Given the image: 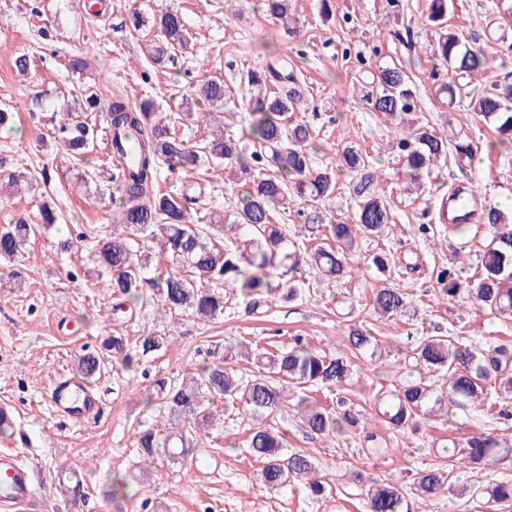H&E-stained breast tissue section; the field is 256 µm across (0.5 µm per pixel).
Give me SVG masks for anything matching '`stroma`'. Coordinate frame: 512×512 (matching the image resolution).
<instances>
[{
    "mask_svg": "<svg viewBox=\"0 0 512 512\" xmlns=\"http://www.w3.org/2000/svg\"><path fill=\"white\" fill-rule=\"evenodd\" d=\"M329 15H322V4ZM429 0H292L301 30L293 40L262 12L261 0H0V109L14 114L13 131L0 133V157L9 170L38 177L36 189L13 195L0 191V226L17 217L38 220V208L50 204L58 224L41 227L17 263L20 281L0 280V408L14 418L12 433L0 436V450L14 453L34 469L35 497L28 512H366L363 496L349 479L354 472L406 486L417 471L443 465L440 450L448 440L475 431L512 437V399L490 396L487 405L455 411L450 421L420 423L418 428L392 431L375 418L374 398L383 388L403 383L406 374L396 363L408 357L425 336H460L485 347L512 345V321L495 319L472 305L439 299L436 273L451 266L455 253L464 263L458 274L474 284L478 255L489 243V228L437 223L442 196L457 184L477 188L483 203L512 202V146L491 148L493 124L467 111L449 108L437 98L439 73L428 51L435 31L427 21ZM139 10L145 25L131 32L125 20ZM179 12L190 32L191 46L175 60L155 63L146 45H161L154 25L160 11ZM449 22L489 45L507 61L490 71L496 79L512 72V0H455ZM362 53L373 66L402 63L412 68L415 108L409 117L428 125L448 142L470 140L479 148L473 162L445 155L423 174L418 190L405 189L403 166L388 152L395 139L394 123L372 112L358 88L369 81L367 71L344 48ZM27 55L30 68L18 73L14 61ZM299 66L304 79L300 107L292 118L309 125L316 148L313 165H334L342 148L366 154L386 183L391 222L380 236L360 239L356 269L343 280L319 278L312 268L302 275L303 294L281 303L263 316L249 314L240 295L227 290L224 316L203 321L156 306L133 305L113 314L114 299L85 261V247L107 230L117 204L115 169L106 142L101 112L113 97L130 105L153 99L189 145L211 139L213 131L195 112L180 117L178 105L208 79L223 81L224 109L236 113L225 133L237 136L247 123L239 106L249 92L246 74L276 60ZM90 87L100 97L94 112L97 136L87 161L75 160L58 141L56 128L64 108ZM193 182L204 186L200 208L232 216L236 193L230 184L211 178L208 163L173 177L161 172L162 187ZM428 225L419 233L418 225ZM80 234L82 250L60 253V236ZM392 252L391 280L411 301L405 313L387 319L372 308L379 275L373 255ZM359 324L376 337L382 355L370 359L351 355L353 375L346 384L302 389V396L325 406L345 401L370 415L371 425L387 439L384 454L364 453L354 435L313 438L302 429L295 410L271 419L284 430L292 448L310 451L317 460L327 495L314 499L301 484L270 492L253 484L256 462L246 447L257 423L234 413L224 414L210 429L199 454L211 464L208 476L189 466L158 460L148 482L131 479L138 462L136 432L162 426L159 407L146 402L145 382L160 377L181 380L200 365L210 348L234 338L259 349L285 348L295 338L330 353L346 352L349 327ZM168 337L167 348L144 358L137 371L119 361L106 364L94 382L102 407L90 419L71 420L50 406L47 392L61 373L75 371L83 354L98 349L106 336ZM78 471L87 490L74 500L57 486L61 470ZM128 477L127 493L112 496V480ZM512 479V464L453 470L447 496L427 503L428 512H490L485 501L462 493V486Z\"/></svg>",
    "mask_w": 512,
    "mask_h": 512,
    "instance_id": "stroma-1",
    "label": "stroma"
}]
</instances>
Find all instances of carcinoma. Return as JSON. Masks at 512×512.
<instances>
[{
  "label": "carcinoma",
  "mask_w": 512,
  "mask_h": 512,
  "mask_svg": "<svg viewBox=\"0 0 512 512\" xmlns=\"http://www.w3.org/2000/svg\"><path fill=\"white\" fill-rule=\"evenodd\" d=\"M290 0H264L265 11L277 19L284 33L293 37L297 21L289 12ZM453 0H429L428 21L439 30L433 57L446 74L435 94L448 97L453 105L466 98L469 107L486 121L495 123L497 144H512V82L480 81L493 67L496 56L475 39L448 26ZM169 48L183 50L189 41L182 16L173 10L160 12L156 19ZM295 71L288 66L268 65L264 74L252 72L248 85L255 88L245 102L249 122L239 137L219 134L209 142L191 148L163 119H156L153 101L144 100L133 107L121 98L113 99L105 113L107 126L114 132L113 145L122 149L123 141L135 132L142 136L138 162L121 172L116 190L123 200L117 224L112 232L98 237L89 248V260L106 274L112 296L145 305L161 301L168 312H184L194 318L214 320L224 315V292L234 288L251 311H266L278 301H290L302 293L296 278L303 265L316 268L329 279H341L351 273L357 239L380 235L390 221L384 195L373 192L378 171L370 170L362 152L346 148L339 155L337 168H316L315 152L307 125L293 123L300 95ZM375 90L365 94L374 111L388 121L402 118L415 107L412 79L403 66L380 67L373 73ZM193 102L205 107H224V83L209 80L196 91ZM65 146L84 159L93 131L84 121L67 118L58 127ZM405 175L416 181L448 153V142L427 126H414L396 144ZM215 161L213 169L224 171L229 162L228 181L240 188L237 195L235 223L221 224L208 213L193 208L198 193L186 186L176 194L156 189L161 168L176 175L197 166L202 158ZM351 171L355 179L349 192L356 199L352 222L326 223L320 205L336 192V169ZM311 202V210L298 212L307 236L332 239V243L302 253L288 244L284 225L273 222L274 211L291 199ZM480 223L492 229V236L481 256L477 282L467 288V299L479 310H488L512 318V219L497 207H486L478 214ZM34 225L24 219L0 228V261L13 263L23 251ZM159 241L177 271L161 275L151 265L148 243ZM440 292L448 298L461 294L462 284L451 270L437 274ZM409 305L408 294L401 288L383 286L375 289L373 311L380 318L401 314ZM165 337L148 333L139 338L134 351L125 349V339L108 336L104 350L116 354L123 367L137 369L142 358L164 347ZM349 349L357 354L378 348L377 340L360 326L348 334ZM415 366L442 374V385L426 379L406 380L400 388L383 391L375 399V410L382 421L401 430L417 419H429L447 405L472 406L482 401V383L498 385L501 397L512 398V351L504 346L480 349L454 341L447 336H428L415 348ZM255 364L253 377H247L234 361ZM102 359L88 353L77 361L80 375L90 380L101 371ZM347 359L329 354L295 339L288 348L273 352L259 351L247 344L215 346L210 358L190 374V379L152 382L150 400L160 402L166 413L162 431L145 430L135 436L143 462L162 455L176 463L202 447L213 426L214 401L224 402V410L238 411L255 418L275 416L288 408V388L296 389L338 385L350 379ZM297 413L306 430L320 437L350 432L372 454L384 451L385 438L368 426L367 417L342 402L328 408L301 398ZM248 452L259 463L256 480L268 490H282L298 482L311 495H324L316 460L307 451L288 450L287 434L274 426L255 428L248 442ZM448 465H492L512 459V439L477 431L463 441H451ZM449 474L441 468L416 473L410 489L393 482L367 477L360 472L352 483L365 492L370 512H413L411 501L425 503L444 492ZM83 479L75 471L60 475L59 486L76 498L83 491ZM493 506L512 505V480L486 486L466 487Z\"/></svg>",
  "instance_id": "carcinoma-1"
}]
</instances>
